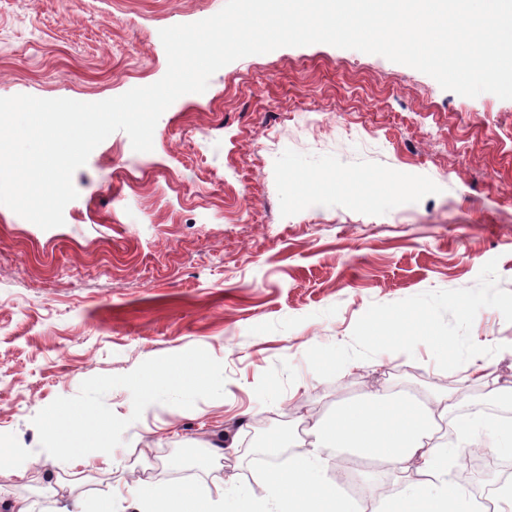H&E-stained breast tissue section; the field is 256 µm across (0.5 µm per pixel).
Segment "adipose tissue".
I'll list each match as a JSON object with an SVG mask.
<instances>
[{
    "instance_id": "ef3b65f1",
    "label": "adipose tissue",
    "mask_w": 512,
    "mask_h": 512,
    "mask_svg": "<svg viewBox=\"0 0 512 512\" xmlns=\"http://www.w3.org/2000/svg\"><path fill=\"white\" fill-rule=\"evenodd\" d=\"M458 407V398L449 391L424 399L368 392L359 401L339 405L330 415L310 418L309 447L296 449L286 468H268L265 499H257L242 487L229 490L232 512H362L358 503L322 473L326 456L335 450L419 473L417 482L380 497L374 512H474L470 495L451 474L453 453L434 439L438 422L452 418L464 450L481 449L495 455L512 445V425L460 417ZM46 429L57 454L71 468L92 462L101 469L111 467V455L102 444L90 455L80 451L79 433L66 416L48 418ZM224 501L212 498L196 483L176 482L161 489L141 487L136 510L223 512Z\"/></svg>"
}]
</instances>
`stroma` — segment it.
<instances>
[{"label": "stroma", "mask_w": 512, "mask_h": 512, "mask_svg": "<svg viewBox=\"0 0 512 512\" xmlns=\"http://www.w3.org/2000/svg\"><path fill=\"white\" fill-rule=\"evenodd\" d=\"M225 0H0V97L99 102L160 80V29ZM65 223L0 205V512H39L43 483L136 500L141 482L244 485L259 445L368 390L451 389L482 417L483 384L426 345L318 377L305 354L346 344L374 303L474 286L497 260L512 291V100L470 98L404 64L328 44L219 69L160 117L153 152L117 131L75 171ZM481 346L512 323L481 309ZM198 368L203 387L135 378ZM112 417L111 471L71 480L48 414ZM170 384H177L184 391L190 392L197 388V375L193 372H187L174 381L165 375L145 378L140 381L139 387L143 398L150 402L155 398L161 386Z\"/></svg>", "instance_id": "obj_1"}]
</instances>
